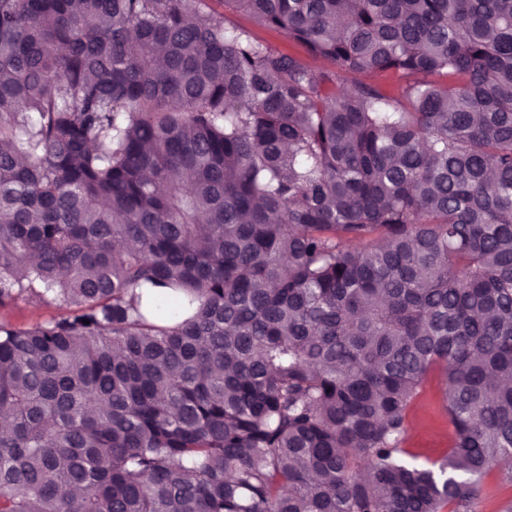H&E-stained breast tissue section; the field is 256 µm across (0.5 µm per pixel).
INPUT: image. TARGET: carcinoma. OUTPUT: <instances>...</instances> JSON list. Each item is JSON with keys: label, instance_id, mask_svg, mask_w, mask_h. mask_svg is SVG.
<instances>
[{"label": "carcinoma", "instance_id": "1", "mask_svg": "<svg viewBox=\"0 0 512 512\" xmlns=\"http://www.w3.org/2000/svg\"><path fill=\"white\" fill-rule=\"evenodd\" d=\"M503 463L512 0H0V512H476ZM224 23L249 31L257 40L282 53L293 55L317 69H333L334 66L323 59L309 56L304 48L288 39V36L276 29L256 24L252 18L241 11H232L224 6ZM64 310L55 304H45L38 300L20 301L13 309L14 320L21 325H31L62 315ZM443 370L433 371L409 408L405 448L419 454L418 463L437 460L448 450L453 426L444 407L442 387Z\"/></svg>", "mask_w": 512, "mask_h": 512}]
</instances>
